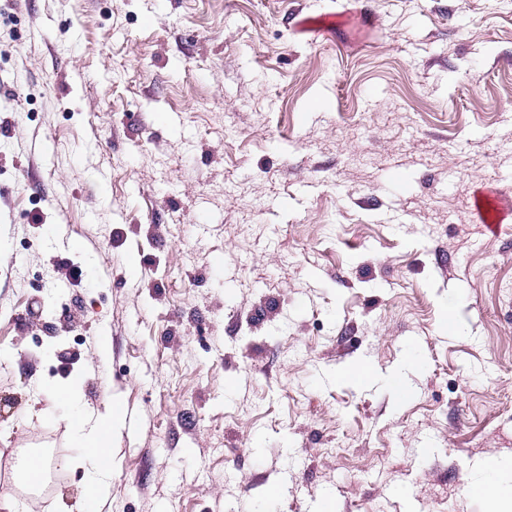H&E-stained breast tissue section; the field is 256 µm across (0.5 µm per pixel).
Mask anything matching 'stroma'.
Returning a JSON list of instances; mask_svg holds the SVG:
<instances>
[{"mask_svg":"<svg viewBox=\"0 0 512 512\" xmlns=\"http://www.w3.org/2000/svg\"><path fill=\"white\" fill-rule=\"evenodd\" d=\"M1 97L18 512L83 509L50 384L123 414L98 512H486L512 213L474 195L512 197V0H0ZM19 448L64 465L40 493ZM503 207V199L497 193L481 191L475 198L476 211L487 228L494 233L501 227V224L496 223L500 222Z\"/></svg>","mask_w":512,"mask_h":512,"instance_id":"35a3bbf8","label":"stroma"}]
</instances>
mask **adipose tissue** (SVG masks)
I'll return each mask as SVG.
<instances>
[{
    "mask_svg": "<svg viewBox=\"0 0 512 512\" xmlns=\"http://www.w3.org/2000/svg\"><path fill=\"white\" fill-rule=\"evenodd\" d=\"M52 408L63 410L72 428V436L78 449L73 462L89 474L88 496H97L107 486L112 473L110 435L113 423L108 417H90L79 393L71 387L52 385L47 389ZM482 475L474 488L489 506V512H512V491L505 490V478L500 477L501 464L489 458L479 464Z\"/></svg>",
    "mask_w": 512,
    "mask_h": 512,
    "instance_id": "1",
    "label": "adipose tissue"
}]
</instances>
